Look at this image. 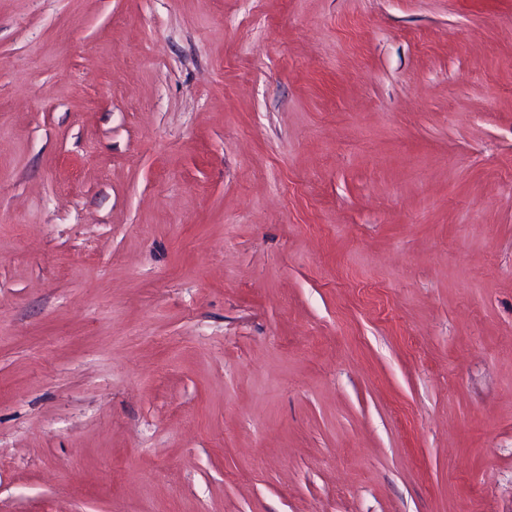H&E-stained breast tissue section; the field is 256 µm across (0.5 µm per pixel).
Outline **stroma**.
Segmentation results:
<instances>
[{"mask_svg": "<svg viewBox=\"0 0 512 512\" xmlns=\"http://www.w3.org/2000/svg\"><path fill=\"white\" fill-rule=\"evenodd\" d=\"M0 512H512V0H0Z\"/></svg>", "mask_w": 512, "mask_h": 512, "instance_id": "1", "label": "stroma"}]
</instances>
